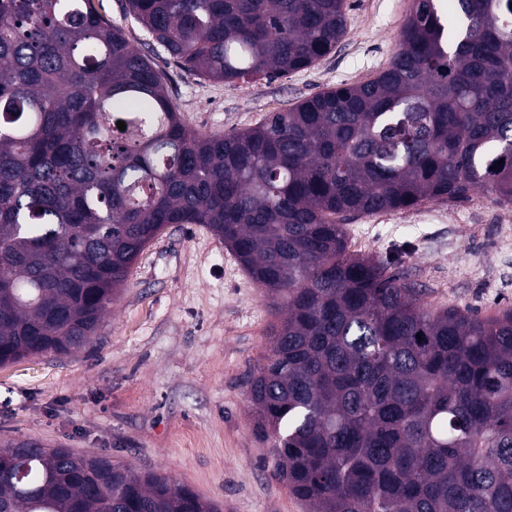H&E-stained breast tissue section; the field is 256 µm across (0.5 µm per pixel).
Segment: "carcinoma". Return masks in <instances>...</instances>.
<instances>
[{
  "mask_svg": "<svg viewBox=\"0 0 512 512\" xmlns=\"http://www.w3.org/2000/svg\"><path fill=\"white\" fill-rule=\"evenodd\" d=\"M125 2L223 82L307 69L347 29L345 0ZM441 2L414 0L375 78L223 135L184 124L93 0H0V365L88 344L141 251L202 224L281 315L247 395L310 512H512V310L431 308L344 224L476 190L512 203V0ZM0 512L222 508L108 455L10 443Z\"/></svg>",
  "mask_w": 512,
  "mask_h": 512,
  "instance_id": "carcinoma-1",
  "label": "carcinoma"
}]
</instances>
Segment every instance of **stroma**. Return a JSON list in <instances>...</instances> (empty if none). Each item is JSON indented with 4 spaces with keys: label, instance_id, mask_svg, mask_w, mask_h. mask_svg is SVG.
<instances>
[{
    "label": "stroma",
    "instance_id": "obj_1",
    "mask_svg": "<svg viewBox=\"0 0 512 512\" xmlns=\"http://www.w3.org/2000/svg\"><path fill=\"white\" fill-rule=\"evenodd\" d=\"M151 54L184 123L224 134L315 93L374 78L399 47L413 0H346L335 50L285 77L221 82L188 74L125 11L93 0ZM351 252L389 262L432 307L493 317L512 308V205L473 192L458 203L361 215ZM269 300L200 224L167 226L138 256L89 344L0 366V442L26 439L108 455L218 501L224 512H307L271 476L243 381L270 347Z\"/></svg>",
    "mask_w": 512,
    "mask_h": 512
}]
</instances>
